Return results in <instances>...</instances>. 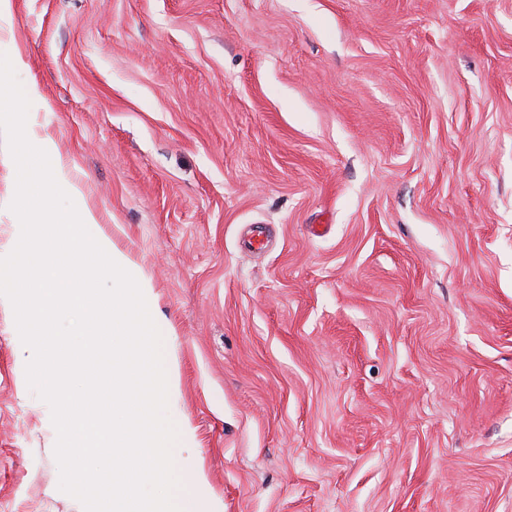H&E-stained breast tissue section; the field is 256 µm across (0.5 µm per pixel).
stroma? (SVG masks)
<instances>
[{
	"label": "stroma",
	"mask_w": 512,
	"mask_h": 512,
	"mask_svg": "<svg viewBox=\"0 0 512 512\" xmlns=\"http://www.w3.org/2000/svg\"><path fill=\"white\" fill-rule=\"evenodd\" d=\"M1 47L223 512H512V0H12ZM14 194L0 141L2 256ZM26 357L0 306V512H83Z\"/></svg>",
	"instance_id": "stroma-1"
}]
</instances>
